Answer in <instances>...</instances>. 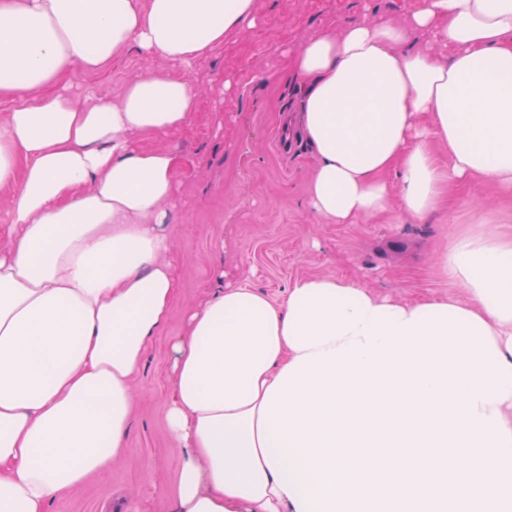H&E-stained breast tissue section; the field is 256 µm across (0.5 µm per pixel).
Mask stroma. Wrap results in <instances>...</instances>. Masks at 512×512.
I'll use <instances>...</instances> for the list:
<instances>
[{"instance_id": "obj_1", "label": "stroma", "mask_w": 512, "mask_h": 512, "mask_svg": "<svg viewBox=\"0 0 512 512\" xmlns=\"http://www.w3.org/2000/svg\"><path fill=\"white\" fill-rule=\"evenodd\" d=\"M422 0H256L257 21L225 33L197 62L201 93L187 125L142 146L162 147L180 162L179 192L167 233L179 297L165 327L150 342L133 377L134 405L120 456L48 512H169L179 480L166 410L171 341L187 311L217 282L244 280L273 303L310 276L358 282L382 295L415 301L452 292L439 257L461 236L512 231V191L475 180L453 186L440 207L418 220L402 208L399 171L386 174L390 202L383 213L336 224L305 205L316 160L289 136L297 101L288 72L292 53L313 33L340 32L370 16L404 22ZM150 60L130 51L99 73L66 79L77 99L114 102Z\"/></svg>"}]
</instances>
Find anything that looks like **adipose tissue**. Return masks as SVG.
Segmentation results:
<instances>
[{"instance_id":"ef3b65f1","label":"adipose tissue","mask_w":512,"mask_h":512,"mask_svg":"<svg viewBox=\"0 0 512 512\" xmlns=\"http://www.w3.org/2000/svg\"><path fill=\"white\" fill-rule=\"evenodd\" d=\"M255 0H0V512H47L124 446L132 378L179 295L164 230L193 66ZM434 49L415 47L416 33ZM169 72L118 102L64 84L128 51ZM318 159L307 204L424 219L445 182L512 190V0H424L291 58ZM448 148L440 168L435 146ZM460 294L416 302L305 277L273 305L225 283L172 343V512H512V237L452 241Z\"/></svg>"}]
</instances>
